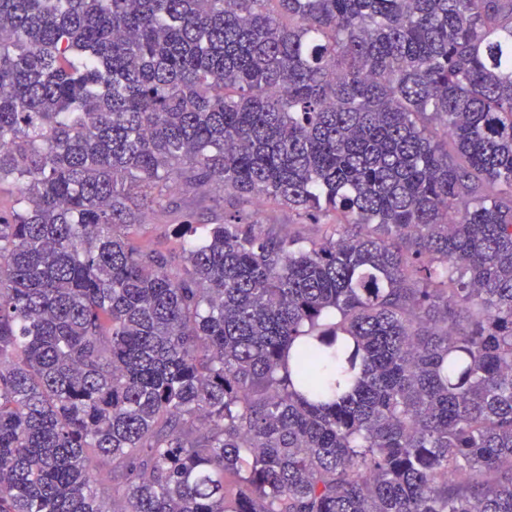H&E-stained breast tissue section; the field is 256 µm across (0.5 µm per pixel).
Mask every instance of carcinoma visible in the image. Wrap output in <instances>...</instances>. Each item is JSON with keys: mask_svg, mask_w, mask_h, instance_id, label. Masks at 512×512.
<instances>
[{"mask_svg": "<svg viewBox=\"0 0 512 512\" xmlns=\"http://www.w3.org/2000/svg\"><path fill=\"white\" fill-rule=\"evenodd\" d=\"M5 183L0 512H512V0H0ZM199 196L211 197L209 193L197 192L195 195L192 191L183 190L177 187L172 197L179 200L181 205L190 207L193 212V224H217L224 221V209H228V203L224 201V194H218L211 198H200ZM179 212L152 213L148 212L144 218L143 231L146 238L171 245L174 242V224H180Z\"/></svg>", "mask_w": 512, "mask_h": 512, "instance_id": "cac0c4a2", "label": "carcinoma"}]
</instances>
